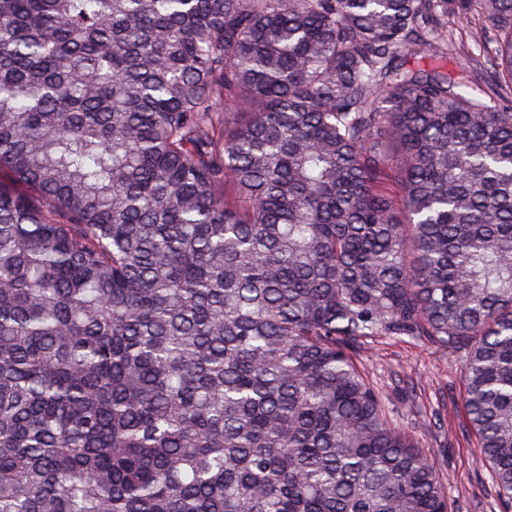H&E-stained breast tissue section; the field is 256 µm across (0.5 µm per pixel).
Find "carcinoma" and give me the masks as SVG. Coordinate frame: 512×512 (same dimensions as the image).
<instances>
[{
	"instance_id": "carcinoma-1",
	"label": "carcinoma",
	"mask_w": 512,
	"mask_h": 512,
	"mask_svg": "<svg viewBox=\"0 0 512 512\" xmlns=\"http://www.w3.org/2000/svg\"><path fill=\"white\" fill-rule=\"evenodd\" d=\"M472 2L485 89L448 0H0V512H448L381 336L465 349L512 512V0Z\"/></svg>"
}]
</instances>
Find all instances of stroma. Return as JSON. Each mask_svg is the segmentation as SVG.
Returning a JSON list of instances; mask_svg holds the SVG:
<instances>
[{"mask_svg": "<svg viewBox=\"0 0 512 512\" xmlns=\"http://www.w3.org/2000/svg\"><path fill=\"white\" fill-rule=\"evenodd\" d=\"M360 366L383 393L392 418L449 481V512H500L461 403L458 353L423 339L375 341Z\"/></svg>", "mask_w": 512, "mask_h": 512, "instance_id": "stroma-1", "label": "stroma"}]
</instances>
